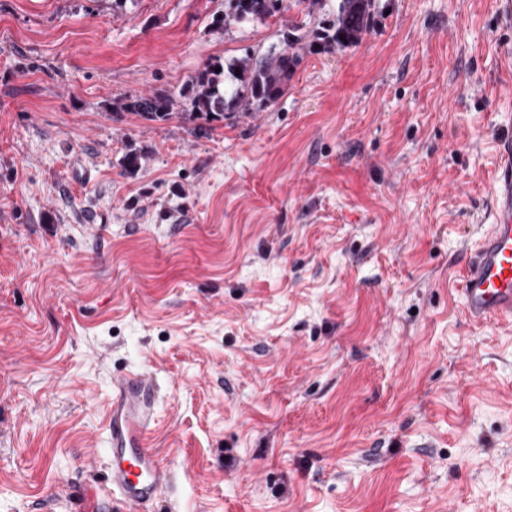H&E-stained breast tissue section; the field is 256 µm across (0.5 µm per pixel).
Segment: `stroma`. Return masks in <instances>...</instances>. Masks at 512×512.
<instances>
[{"instance_id":"obj_1","label":"stroma","mask_w":512,"mask_h":512,"mask_svg":"<svg viewBox=\"0 0 512 512\" xmlns=\"http://www.w3.org/2000/svg\"><path fill=\"white\" fill-rule=\"evenodd\" d=\"M380 7L276 104L194 132L110 107L282 21L0 0V512L98 490L128 370L159 385L154 512H512V322L469 321L458 279L512 28L494 0Z\"/></svg>"}]
</instances>
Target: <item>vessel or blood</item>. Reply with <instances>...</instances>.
Masks as SVG:
<instances>
[{"instance_id": "vessel-or-blood-1", "label": "vessel or blood", "mask_w": 512, "mask_h": 512, "mask_svg": "<svg viewBox=\"0 0 512 512\" xmlns=\"http://www.w3.org/2000/svg\"><path fill=\"white\" fill-rule=\"evenodd\" d=\"M499 166L491 229L465 264L460 292L466 317L512 321V133L497 142ZM156 385L150 375L128 373L112 382L104 498L123 512H152L165 478L161 457L147 439L155 423Z\"/></svg>"}]
</instances>
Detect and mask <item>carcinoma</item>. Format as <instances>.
I'll list each match as a JSON object with an SVG mask.
<instances>
[{
  "instance_id": "obj_1",
  "label": "carcinoma",
  "mask_w": 512,
  "mask_h": 512,
  "mask_svg": "<svg viewBox=\"0 0 512 512\" xmlns=\"http://www.w3.org/2000/svg\"><path fill=\"white\" fill-rule=\"evenodd\" d=\"M233 10L224 14V26L245 20L265 22L280 18L290 9L311 13L320 0H230ZM379 0H336V11L324 19L313 39L305 40L302 23L283 24L280 45L266 54H247L224 66L209 64L187 84V107L175 111L177 102L163 94L137 96L119 103L116 109L127 111L146 121L166 122L175 117L193 124L199 119L221 121L232 115L246 117L267 108L280 98L283 85L290 80L301 55L328 53L358 45L373 28ZM228 68L236 85L227 87L216 69Z\"/></svg>"
}]
</instances>
